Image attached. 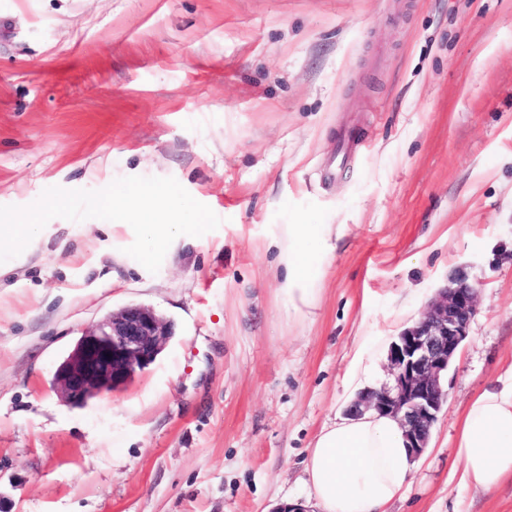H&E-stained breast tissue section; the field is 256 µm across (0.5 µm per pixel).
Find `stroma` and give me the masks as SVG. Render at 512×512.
Masks as SVG:
<instances>
[{"label": "stroma", "mask_w": 512, "mask_h": 512, "mask_svg": "<svg viewBox=\"0 0 512 512\" xmlns=\"http://www.w3.org/2000/svg\"><path fill=\"white\" fill-rule=\"evenodd\" d=\"M126 176L175 178L222 223L155 274L95 218L0 264V512H320L304 460L359 347L388 383L392 338L458 269L478 312L388 512H512L511 477L454 474L469 401L512 365V0H0V205ZM285 224L344 227L306 317L265 248ZM130 304L173 323L165 349L62 402L58 365Z\"/></svg>", "instance_id": "1"}]
</instances>
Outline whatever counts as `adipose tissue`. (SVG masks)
Listing matches in <instances>:
<instances>
[{
	"mask_svg": "<svg viewBox=\"0 0 512 512\" xmlns=\"http://www.w3.org/2000/svg\"><path fill=\"white\" fill-rule=\"evenodd\" d=\"M331 231L328 224H290L269 242L278 251L280 289L295 316L310 315L316 304ZM409 457L398 421L371 411L325 424L308 449L305 472L323 512H386L411 480ZM456 459L467 487L490 490L512 477V368L468 404Z\"/></svg>",
	"mask_w": 512,
	"mask_h": 512,
	"instance_id": "ef3b65f1",
	"label": "adipose tissue"
}]
</instances>
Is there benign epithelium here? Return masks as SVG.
<instances>
[{"label": "benign epithelium", "instance_id": "7a95c632", "mask_svg": "<svg viewBox=\"0 0 512 512\" xmlns=\"http://www.w3.org/2000/svg\"><path fill=\"white\" fill-rule=\"evenodd\" d=\"M477 286L464 271L448 278L423 318L406 328L388 349L391 382L360 394L348 408L358 417L374 410L396 418L411 448H427L442 405L443 377L453 363L477 314ZM174 336L171 321L153 308L132 304L104 317L85 331L59 364L54 388L71 406L126 386L152 364Z\"/></svg>", "mask_w": 512, "mask_h": 512}]
</instances>
